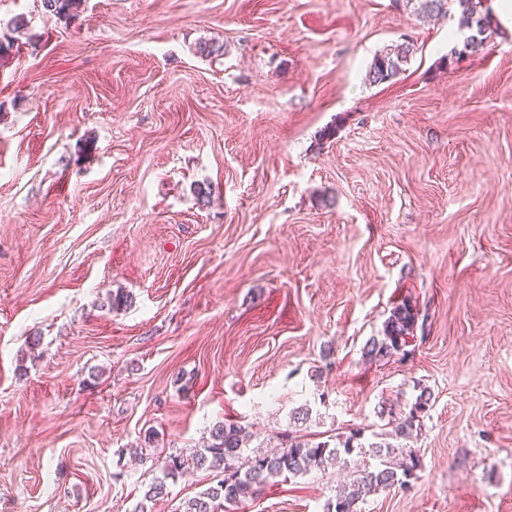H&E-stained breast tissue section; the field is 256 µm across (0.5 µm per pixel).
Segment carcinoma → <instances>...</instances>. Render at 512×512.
I'll return each mask as SVG.
<instances>
[{
  "mask_svg": "<svg viewBox=\"0 0 512 512\" xmlns=\"http://www.w3.org/2000/svg\"><path fill=\"white\" fill-rule=\"evenodd\" d=\"M453 2L458 24L470 31L456 55H477L487 48L497 29L496 21L484 0H396L404 8L423 18L448 14V2ZM75 0H42L44 10L58 16H68ZM414 51V44L403 41L376 55L369 68V81L384 83L396 77L401 65ZM418 314L413 306L403 302L395 306L384 322L382 335L369 339L363 356L370 361L389 360L405 351L414 338ZM432 392L420 388L410 410L390 417L388 425L396 437L408 440L421 429V418L430 407ZM374 441L364 444L363 430L356 429L347 436L331 441L285 431L277 437L270 450H249V435L242 426L226 421L213 426L205 448L188 456L180 454L166 458L163 477L153 479L133 512H151L148 504L167 495L166 480L189 470H209L222 475L216 485L182 504L179 512H229L228 506L252 499L277 478L294 479L307 474L311 468H326L352 455L376 460L364 464L348 483L341 484L328 500L325 512H358L357 506L372 492L386 490L396 484L406 485L417 477L422 460L416 451L404 445L386 441L383 432L372 433Z\"/></svg>",
  "mask_w": 512,
  "mask_h": 512,
  "instance_id": "1",
  "label": "carcinoma"
}]
</instances>
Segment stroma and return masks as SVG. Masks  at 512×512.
<instances>
[{
  "label": "stroma",
  "mask_w": 512,
  "mask_h": 512,
  "mask_svg": "<svg viewBox=\"0 0 512 512\" xmlns=\"http://www.w3.org/2000/svg\"><path fill=\"white\" fill-rule=\"evenodd\" d=\"M7 32L0 512H132L217 422L369 434L423 385V467L361 512H512V32L453 63L457 17L393 0H0ZM404 301L407 356L365 361ZM349 475L234 512H323ZM414 47L410 40H406L377 54L369 68V81L378 84L396 77L401 71V65L407 62L413 53Z\"/></svg>",
  "instance_id": "1"
}]
</instances>
